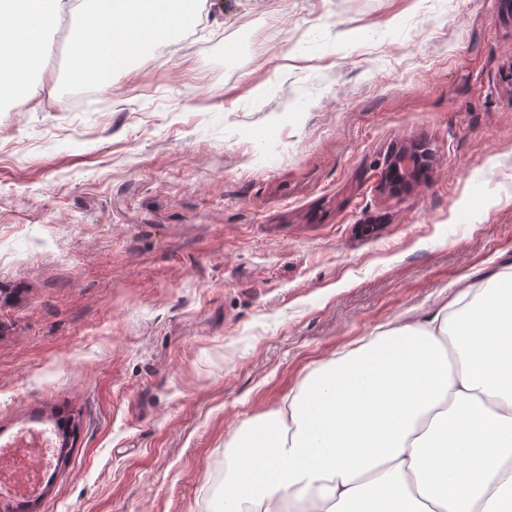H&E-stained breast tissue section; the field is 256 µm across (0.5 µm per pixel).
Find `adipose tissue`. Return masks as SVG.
Instances as JSON below:
<instances>
[{"label": "adipose tissue", "instance_id": "ef3b65f1", "mask_svg": "<svg viewBox=\"0 0 512 512\" xmlns=\"http://www.w3.org/2000/svg\"><path fill=\"white\" fill-rule=\"evenodd\" d=\"M227 512H512V266L240 426Z\"/></svg>", "mask_w": 512, "mask_h": 512}]
</instances>
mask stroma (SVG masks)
Returning a JSON list of instances; mask_svg holds the SVG:
<instances>
[{
    "instance_id": "obj_1",
    "label": "stroma",
    "mask_w": 512,
    "mask_h": 512,
    "mask_svg": "<svg viewBox=\"0 0 512 512\" xmlns=\"http://www.w3.org/2000/svg\"><path fill=\"white\" fill-rule=\"evenodd\" d=\"M63 65L0 113V444L69 435L34 512H222L243 423L512 265V0H207L111 90ZM420 147L404 148L394 154L390 153L386 160L385 181L392 186L410 185L417 181L429 166L430 152L423 153Z\"/></svg>"
}]
</instances>
